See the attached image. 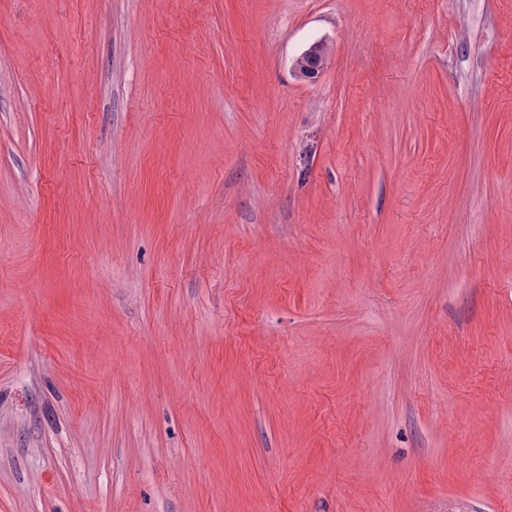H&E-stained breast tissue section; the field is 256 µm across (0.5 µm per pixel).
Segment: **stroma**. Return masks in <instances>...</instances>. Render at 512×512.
<instances>
[{
	"instance_id": "35a3bbf8",
	"label": "stroma",
	"mask_w": 512,
	"mask_h": 512,
	"mask_svg": "<svg viewBox=\"0 0 512 512\" xmlns=\"http://www.w3.org/2000/svg\"><path fill=\"white\" fill-rule=\"evenodd\" d=\"M0 512H512V0H0ZM322 43H313L294 60L293 68L300 77L314 79L323 71L328 57L320 58Z\"/></svg>"
}]
</instances>
